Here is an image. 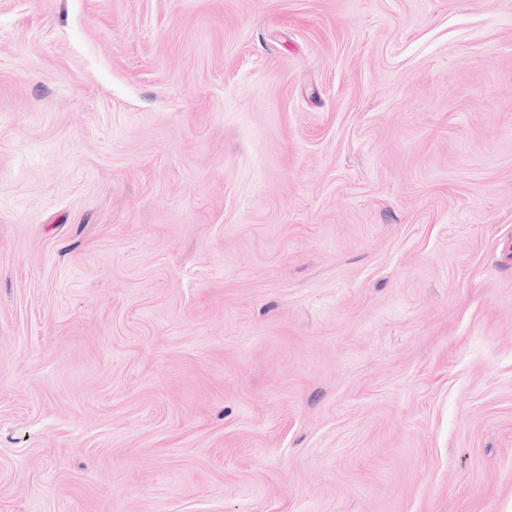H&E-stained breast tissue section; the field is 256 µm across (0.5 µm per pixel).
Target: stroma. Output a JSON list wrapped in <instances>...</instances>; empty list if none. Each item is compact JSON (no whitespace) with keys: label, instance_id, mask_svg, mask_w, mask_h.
Listing matches in <instances>:
<instances>
[{"label":"stroma","instance_id":"1","mask_svg":"<svg viewBox=\"0 0 512 512\" xmlns=\"http://www.w3.org/2000/svg\"><path fill=\"white\" fill-rule=\"evenodd\" d=\"M0 512H512V0H0Z\"/></svg>","mask_w":512,"mask_h":512}]
</instances>
